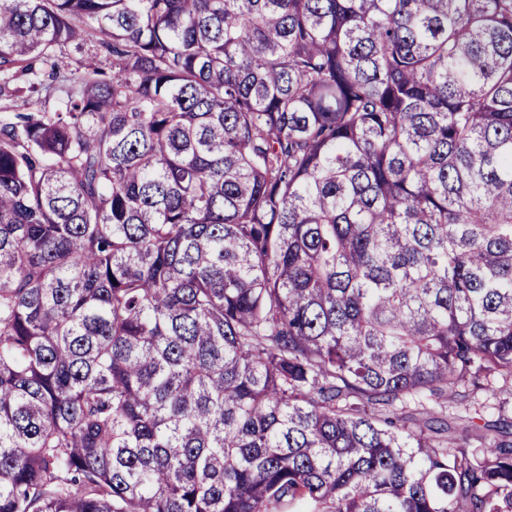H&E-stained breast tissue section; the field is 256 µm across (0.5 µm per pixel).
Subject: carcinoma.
I'll list each match as a JSON object with an SVG mask.
<instances>
[{"instance_id":"obj_1","label":"carcinoma","mask_w":512,"mask_h":512,"mask_svg":"<svg viewBox=\"0 0 512 512\" xmlns=\"http://www.w3.org/2000/svg\"><path fill=\"white\" fill-rule=\"evenodd\" d=\"M93 44V61L69 68ZM0 512H512V0H0Z\"/></svg>"}]
</instances>
